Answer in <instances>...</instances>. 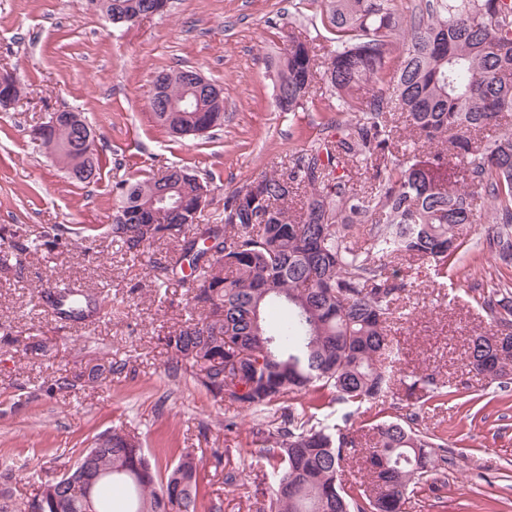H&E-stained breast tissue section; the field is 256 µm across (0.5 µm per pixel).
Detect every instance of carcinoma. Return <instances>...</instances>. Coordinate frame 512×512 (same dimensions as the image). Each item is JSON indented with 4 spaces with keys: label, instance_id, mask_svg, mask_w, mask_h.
Listing matches in <instances>:
<instances>
[{
    "label": "carcinoma",
    "instance_id": "cac0c4a2",
    "mask_svg": "<svg viewBox=\"0 0 512 512\" xmlns=\"http://www.w3.org/2000/svg\"><path fill=\"white\" fill-rule=\"evenodd\" d=\"M161 0H112V15L136 16ZM406 19L396 0H330L325 30L334 50L319 58L310 40L288 35L274 76L277 107L306 108L316 80L336 99V122L275 174H260L224 200L223 226L155 204L167 191L195 202L208 185L169 167L151 178L124 183L110 225L112 239L138 254L145 246L182 233L179 257L165 268L201 269L194 289V320L165 337L176 362L192 357L205 376L197 381L213 397L247 409L285 410L259 432L271 468L265 512H399L409 489L445 475L447 440L414 427L416 415L390 417L370 427L364 460L367 483L346 486L343 462L359 447L356 434L325 425L303 403L312 392L359 408L389 388L381 357L389 348L390 311L406 291L390 279V264L415 258L436 277L465 246L463 227L497 224L492 239L499 259L512 262V133L492 134L512 113V0H425ZM167 96L188 91L184 70L164 73ZM369 96L360 97L364 89ZM401 112L416 143L429 149L421 161L397 135ZM171 135L189 136L224 123V113L202 95L192 112H157ZM84 119L63 112L46 146L81 183L99 168L75 144ZM454 159L458 184L441 178ZM371 225L368 246L354 229ZM12 244L0 265L20 266L28 252ZM92 298L64 311L82 321ZM483 306L498 332L512 337V290L494 288ZM471 370L503 386L512 382V343L493 349L480 335L469 347ZM247 387L238 394V384ZM409 396L445 401L459 392L434 376H411ZM170 448L149 450L114 429L95 437L76 462L90 459L109 475L97 483V512H112L106 490L122 487L125 512H221L204 505L197 490L203 457ZM58 486L67 501L59 511L80 512V500Z\"/></svg>",
    "mask_w": 512,
    "mask_h": 512
}]
</instances>
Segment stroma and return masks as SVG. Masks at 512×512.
I'll list each match as a JSON object with an SVG mask.
<instances>
[{"label": "stroma", "instance_id": "obj_1", "mask_svg": "<svg viewBox=\"0 0 512 512\" xmlns=\"http://www.w3.org/2000/svg\"><path fill=\"white\" fill-rule=\"evenodd\" d=\"M326 9V0H171L164 14L128 27L87 0H0V71L22 87L20 102L0 111V240L38 243L22 266L0 272V502L35 494L63 470V450L120 427L150 449L204 453L199 494L222 512L266 504L271 479L256 433L277 410L213 397L192 363L170 371L165 338L192 314L190 284L163 272L180 241H156L137 256L113 241L109 224L120 185L165 166L208 182L200 221L219 223L233 190L307 148L335 120V102L325 93L302 111H279L269 64L292 33L315 36L318 54L332 50ZM177 68L223 86L222 127L175 140L159 126L153 80ZM63 109L81 112L98 135L97 182L71 179L30 139L33 126ZM493 231L469 229L468 250L447 277L418 262L398 267L408 284L389 335L398 369L462 392L422 405L396 383L353 417L365 430L414 413L418 428L446 434L445 483L408 495L401 512H512V386L471 371L467 353L472 337L493 331L484 296L512 284V265L487 243ZM59 282L92 295L85 321L53 312L43 292ZM36 344L46 354L33 352ZM112 362L119 371L87 383L93 367ZM62 376L77 386L58 390ZM237 468L239 482L225 484L224 472Z\"/></svg>", "mask_w": 512, "mask_h": 512}]
</instances>
